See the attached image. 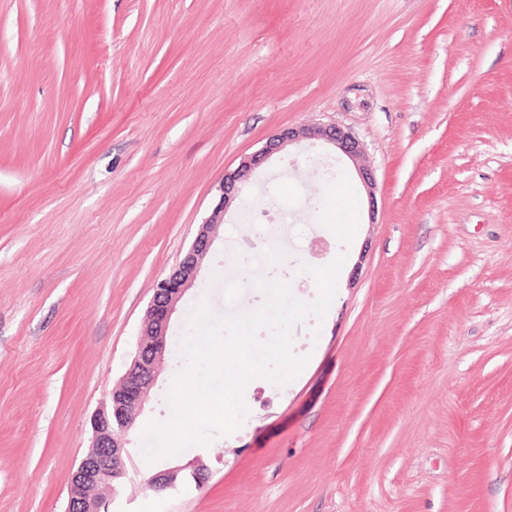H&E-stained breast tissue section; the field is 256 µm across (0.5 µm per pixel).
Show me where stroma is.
Segmentation results:
<instances>
[{
    "instance_id": "stroma-1",
    "label": "stroma",
    "mask_w": 512,
    "mask_h": 512,
    "mask_svg": "<svg viewBox=\"0 0 512 512\" xmlns=\"http://www.w3.org/2000/svg\"><path fill=\"white\" fill-rule=\"evenodd\" d=\"M312 124L363 143L375 189L334 163L359 224L323 323L294 329L306 366L252 380L233 434L144 460L193 308L264 301L230 246L269 180L310 233L268 271L316 297L297 267L337 255L308 247L334 237L316 140L227 208L109 512H512V0H0V512H65L90 418L225 172ZM196 456L201 484L146 486Z\"/></svg>"
}]
</instances>
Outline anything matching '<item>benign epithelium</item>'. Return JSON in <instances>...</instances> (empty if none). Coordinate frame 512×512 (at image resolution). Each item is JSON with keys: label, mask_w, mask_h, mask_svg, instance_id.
<instances>
[{"label": "benign epithelium", "mask_w": 512, "mask_h": 512, "mask_svg": "<svg viewBox=\"0 0 512 512\" xmlns=\"http://www.w3.org/2000/svg\"><path fill=\"white\" fill-rule=\"evenodd\" d=\"M322 139L335 153L351 161L368 190H373V176L364 164V150L349 131L336 125L328 127L285 128L273 134L265 146L238 168L224 174L219 202L211 216L200 225L188 251L164 278L159 280L146 310L138 352L119 384L94 413L90 424L92 440L88 453L73 472L68 485L65 512H101L102 501L91 495L99 487H114L126 474L124 437L134 427L155 384L157 369L166 353V336L176 304L195 282L207 260L212 234L225 209L233 199L236 184L245 182L253 169L271 155L303 139ZM207 465L195 458L184 466L170 468L147 479L154 490L170 489L192 479H203Z\"/></svg>", "instance_id": "1"}]
</instances>
